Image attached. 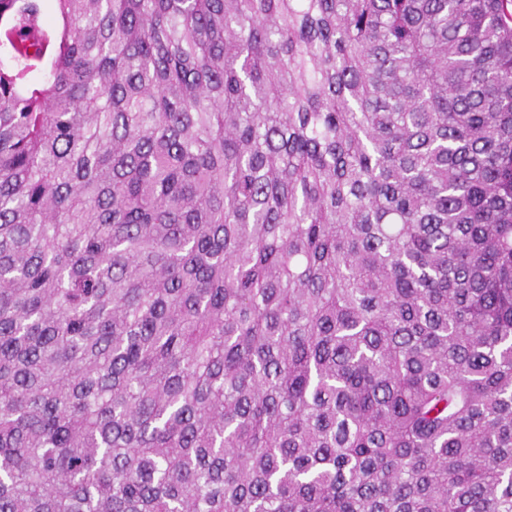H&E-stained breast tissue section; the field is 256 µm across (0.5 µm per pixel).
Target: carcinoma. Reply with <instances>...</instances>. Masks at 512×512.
<instances>
[{"label": "carcinoma", "instance_id": "cac0c4a2", "mask_svg": "<svg viewBox=\"0 0 512 512\" xmlns=\"http://www.w3.org/2000/svg\"><path fill=\"white\" fill-rule=\"evenodd\" d=\"M57 4L0 0V512H512V0Z\"/></svg>", "mask_w": 512, "mask_h": 512}]
</instances>
